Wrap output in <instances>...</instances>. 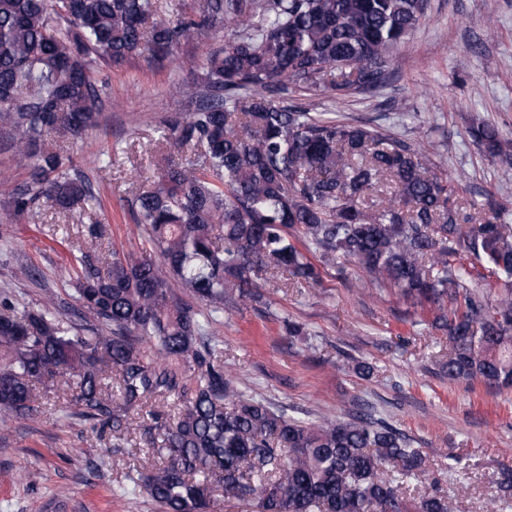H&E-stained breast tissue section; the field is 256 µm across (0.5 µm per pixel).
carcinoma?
<instances>
[{"instance_id": "cac0c4a2", "label": "carcinoma", "mask_w": 512, "mask_h": 512, "mask_svg": "<svg viewBox=\"0 0 512 512\" xmlns=\"http://www.w3.org/2000/svg\"><path fill=\"white\" fill-rule=\"evenodd\" d=\"M425 10L426 0H204L172 19L158 0H0V130L27 169L11 195L19 215L101 207L47 143L98 125L100 67L172 62L182 43L230 31L204 54L201 79L180 86L195 109L160 130L190 158L161 157L150 187L127 202L145 248L114 247L98 267L91 256L108 231L87 225L67 269L77 308L51 295L34 308L0 287V425L33 418L41 394L60 385L73 393L74 425L115 432L132 413L152 421L145 434L160 440L163 461L128 473L118 491L163 512H206L216 485L258 512H456L437 487L403 495L429 468L392 424L365 411L288 414L226 374L209 330L278 278L315 284L343 258L429 305L448 337V380L512 388L509 214L489 202L460 216L456 180L421 150L297 102L383 86L389 51ZM467 133L512 163L497 128ZM377 196L370 213L364 202ZM470 255L494 292L461 264ZM176 393L183 403L169 417L160 404Z\"/></svg>"}]
</instances>
